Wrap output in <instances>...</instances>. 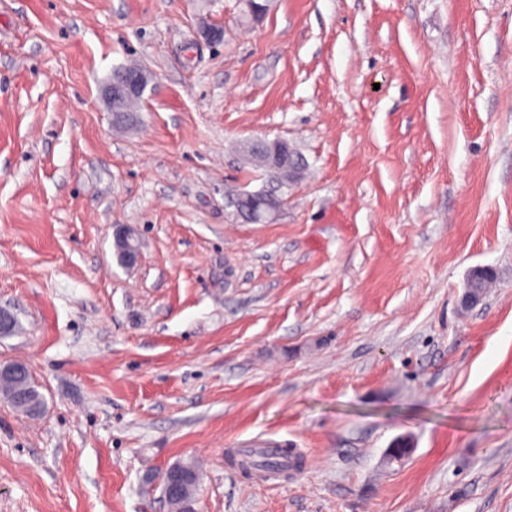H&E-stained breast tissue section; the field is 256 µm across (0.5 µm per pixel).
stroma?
<instances>
[{
	"label": "stroma",
	"mask_w": 512,
	"mask_h": 512,
	"mask_svg": "<svg viewBox=\"0 0 512 512\" xmlns=\"http://www.w3.org/2000/svg\"><path fill=\"white\" fill-rule=\"evenodd\" d=\"M245 10L0 0V361L46 403L0 399V512H169L177 462L192 512H512V0ZM277 137L306 170L245 222L274 183L243 147ZM268 439L298 473L228 463ZM147 82L148 78L142 71L124 70L113 76L112 84L107 86L104 90L105 98L108 101L112 112H115L117 117H121L124 113L121 112V110L124 107L125 102L133 96L142 94L147 86ZM139 97L128 103V112H132L130 107L133 109V106ZM238 215L246 222H262L273 220L280 201L273 191H243L235 199ZM115 240L124 247L121 253L120 264L124 267H133L140 256L139 242L134 230L129 225H118ZM495 275L494 270L489 266H476L472 268L466 279L465 302L470 305L478 304L483 296L482 283ZM171 469V473L169 472V469H167L162 476V493L169 477V473L170 478L166 485V491L167 494L171 496L178 495L181 491L182 485L188 480L193 479L196 482H199L196 475L187 474L178 470L177 467H172ZM198 485L199 483L197 484L194 481L187 482V487L183 497L175 501H167L170 512H190V504Z\"/></svg>",
	"instance_id": "1"
}]
</instances>
